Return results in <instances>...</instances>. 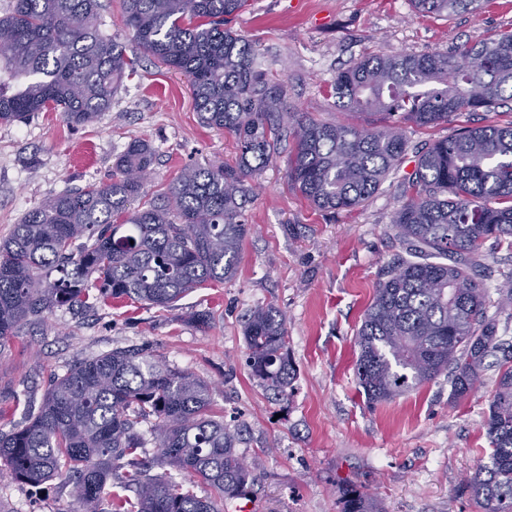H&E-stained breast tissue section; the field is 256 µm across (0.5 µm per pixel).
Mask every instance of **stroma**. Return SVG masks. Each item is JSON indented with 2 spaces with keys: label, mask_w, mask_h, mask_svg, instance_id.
<instances>
[{
  "label": "stroma",
  "mask_w": 512,
  "mask_h": 512,
  "mask_svg": "<svg viewBox=\"0 0 512 512\" xmlns=\"http://www.w3.org/2000/svg\"><path fill=\"white\" fill-rule=\"evenodd\" d=\"M101 30L121 42L136 72L109 111L73 127L60 112L0 123V239L43 200L107 183L112 163L135 138L156 150L145 190L162 198L190 164H236V140L204 126L187 79L148 56L124 24L122 0H101ZM230 28L255 46L266 79L286 87L291 110L346 120L332 84L371 53H444L512 32V0L480 9L421 15L410 0H247ZM512 121V102L448 123L406 124L410 147L379 190L351 210L314 207L287 182L290 139L251 179L245 238L235 277L198 289L168 310L115 302L91 310L62 306L26 327L0 353V430L24 425L50 384L78 360L129 345L212 384V413L238 432L237 451L256 493L225 501L224 512H342L357 489L377 512H477L461 490L487 462L485 422L495 380L489 358L480 383L451 399L440 377L393 401L371 404L357 384L354 337L383 269L410 253L392 216L414 170V147L467 126ZM481 263L489 302L512 273V245L487 241ZM275 305L286 318L297 377L287 399L254 379L246 362L244 315ZM212 316L210 326L194 322ZM72 487L57 478L32 485L0 466V512H69Z\"/></svg>",
  "instance_id": "1"
}]
</instances>
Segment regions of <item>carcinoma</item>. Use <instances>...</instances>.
Instances as JSON below:
<instances>
[{"instance_id": "cac0c4a2", "label": "carcinoma", "mask_w": 512, "mask_h": 512, "mask_svg": "<svg viewBox=\"0 0 512 512\" xmlns=\"http://www.w3.org/2000/svg\"><path fill=\"white\" fill-rule=\"evenodd\" d=\"M481 3L413 0L419 13L446 15ZM122 4L133 39L186 76L201 122L235 137L238 161L184 168L158 206L145 199L156 150L135 138L116 157L110 182L44 200L0 240V348L57 307L168 308L232 279L251 231L248 179L276 153L284 124L294 139L291 187L321 210H345L400 165L404 124L434 127L512 101V37L502 33L448 53L365 55L336 74V107L390 120L371 128L317 122L288 111L283 86L263 77L249 40L225 28L245 0ZM101 8L100 0H12L0 16V123L53 110L79 127L111 108L134 66L102 33ZM408 188L392 224L421 260L403 261L378 282L355 336L357 384L377 404L445 375L451 397L460 398L480 381L486 359L497 358L489 460L464 486L479 512H512V343L498 336V315L512 317V277L493 315L477 277L484 242L512 240V122L428 144ZM244 338L251 375L287 396L294 369L282 312L253 309ZM210 392L208 381L137 346L80 360L22 427L0 431V465L31 484L67 478L69 512H221L194 487L206 485L224 501L253 491L254 478L236 435L210 414ZM143 421L157 448L151 464L137 430ZM159 463L189 482L151 473ZM344 512L377 510L352 492Z\"/></svg>"}]
</instances>
